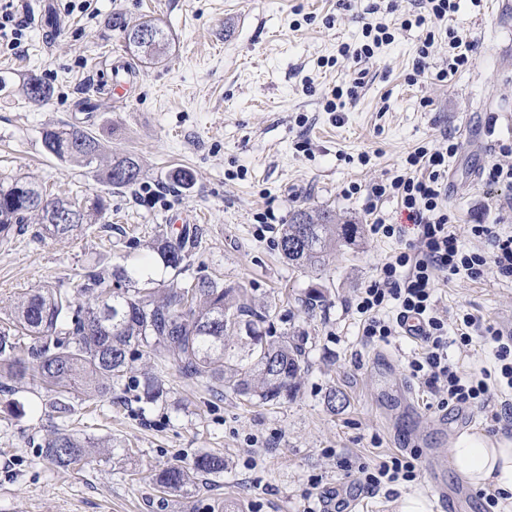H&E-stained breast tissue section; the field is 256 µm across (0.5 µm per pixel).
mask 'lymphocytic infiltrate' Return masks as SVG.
<instances>
[{
	"label": "lymphocytic infiltrate",
	"mask_w": 512,
	"mask_h": 512,
	"mask_svg": "<svg viewBox=\"0 0 512 512\" xmlns=\"http://www.w3.org/2000/svg\"><path fill=\"white\" fill-rule=\"evenodd\" d=\"M457 150L454 142L441 150L418 147L407 155L402 174L390 182L373 184L368 190L364 210L373 218L374 232L385 238L403 236L400 225L387 223L378 213L380 201L394 198L413 221L417 243L391 255L359 289L356 311L361 317L362 336L369 342L389 340L408 322H416V333L425 350L408 367L414 379L431 389L438 410L485 407L499 394L503 397L501 406L507 411L512 409V402L505 399L512 391V330L468 312L447 321L440 315L435 299V277L440 273L478 281L491 272L498 280L512 282V229L472 225V235L486 240L489 248H464L442 205L448 191V158ZM477 337L491 346L495 363L478 373L461 375L448 362V345L453 342L466 347ZM418 477V457L414 454L384 457L359 465L356 470L357 482L371 491L388 483H413Z\"/></svg>",
	"instance_id": "lymphocytic-infiltrate-1"
}]
</instances>
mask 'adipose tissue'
<instances>
[{"instance_id": "adipose-tissue-1", "label": "adipose tissue", "mask_w": 512, "mask_h": 512, "mask_svg": "<svg viewBox=\"0 0 512 512\" xmlns=\"http://www.w3.org/2000/svg\"><path fill=\"white\" fill-rule=\"evenodd\" d=\"M450 457L457 474L471 485L512 494V441L464 433L453 443Z\"/></svg>"}]
</instances>
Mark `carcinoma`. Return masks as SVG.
I'll return each instance as SVG.
<instances>
[{"label":"carcinoma","mask_w":512,"mask_h":512,"mask_svg":"<svg viewBox=\"0 0 512 512\" xmlns=\"http://www.w3.org/2000/svg\"><path fill=\"white\" fill-rule=\"evenodd\" d=\"M113 25L126 30L128 48L141 59L157 61L165 54L168 37L154 25L149 39L134 34L146 20L132 27L120 18ZM28 97L44 100L52 88L31 76ZM44 150L61 161L91 167L102 149L92 133L62 126L41 132ZM141 167L131 154L116 155L102 172L115 189L138 182ZM38 188L23 178L0 181V238L8 239L31 216L43 232L57 237L78 236L101 222L107 200L97 195L84 203L49 200L44 210H69V224H51L31 210L18 186ZM357 223L342 220L335 211L307 207L295 210L283 225L280 249L289 263L320 273L341 244L353 241ZM193 236L185 229L163 236L154 249L164 267L179 275L189 267ZM268 311L255 310L243 284L224 285L200 270L189 280L154 285V279L125 265L111 270L91 268L81 275L78 295L49 285L30 290L15 303L10 321L0 325V388L29 380L51 397L58 416L73 411L71 398H102L121 386L137 391V399L155 404L165 393L162 368L172 363L188 379L211 388L231 391L262 404L293 397L307 364L299 337L276 334L267 325ZM95 445L65 433L46 441L45 458L68 468L88 456ZM224 457L202 454L187 466L171 465L152 475L162 494L185 493L198 475L224 473Z\"/></svg>","instance_id":"1"}]
</instances>
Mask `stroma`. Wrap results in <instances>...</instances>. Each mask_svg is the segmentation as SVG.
<instances>
[{"mask_svg":"<svg viewBox=\"0 0 512 512\" xmlns=\"http://www.w3.org/2000/svg\"><path fill=\"white\" fill-rule=\"evenodd\" d=\"M20 3L22 44L0 54V180L21 176L52 197L100 194L110 208L104 224L78 237H42L27 224L0 240V320L31 289L76 290L90 265L129 264L169 280L152 243L176 233L167 218L183 213L197 233L183 279L202 267L224 284H245L277 332L303 335L308 370L294 398L262 404L214 394L170 365L157 404L142 408L118 388L74 398L65 419L39 387L13 384L0 392V512H307L325 494L349 499L347 512H398L407 499L442 512L429 474L361 491L341 459L445 455L464 430L499 440H511L512 430L495 426V401L438 410L407 371L419 339L362 337L359 288L416 237L397 200L384 199L381 213L403 227L399 239L375 235L363 203L372 184L401 174L408 153L453 136L459 148L448 159L445 203L457 235L472 247V224L512 225V187L480 178L498 143L512 141V0H458L447 26L466 33L472 62L445 83L434 75L448 61L447 36L425 73L414 70L422 31L402 22L421 13L422 0H96L92 18L71 10L70 0ZM115 16L131 25L154 20L169 39L166 57L132 56L124 31L109 23ZM381 21L395 26V38L373 58L339 55L340 45H358L365 24ZM123 61L136 77L118 102L108 88ZM31 74L52 88L48 100L24 93ZM358 77L357 98L327 111L332 90ZM65 124L91 131L104 158L134 154L140 182L113 189L94 169L49 156L41 132ZM178 171L188 184L175 181ZM160 185L163 195L148 199ZM301 206L334 209L361 227L316 276L278 247ZM315 287L325 300L311 308ZM435 298L441 316L464 308L512 329V285L494 274L440 278ZM332 393L341 396L333 406ZM56 432L101 450L54 467L44 445ZM208 452L223 455V474L159 495L153 472Z\"/></svg>","mask_w":512,"mask_h":512,"instance_id":"1","label":"stroma"}]
</instances>
